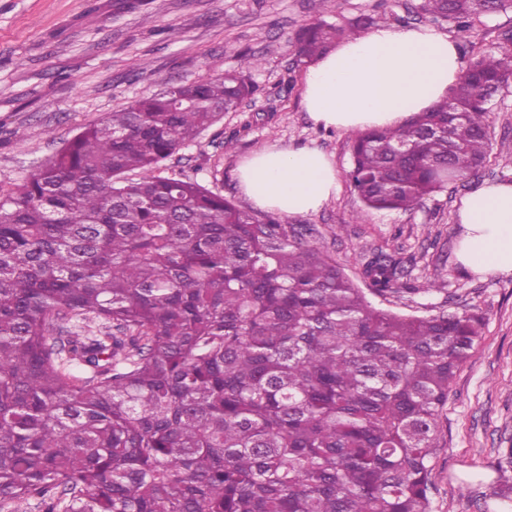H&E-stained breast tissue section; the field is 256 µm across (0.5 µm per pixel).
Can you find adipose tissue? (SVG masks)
<instances>
[{
    "instance_id": "ef3b65f1",
    "label": "adipose tissue",
    "mask_w": 512,
    "mask_h": 512,
    "mask_svg": "<svg viewBox=\"0 0 512 512\" xmlns=\"http://www.w3.org/2000/svg\"><path fill=\"white\" fill-rule=\"evenodd\" d=\"M462 75L455 38L428 25H379L309 67L302 104L326 128H395L444 100ZM237 179L253 206L290 217L317 212L338 190L330 157L307 145L266 144L239 163ZM458 222L463 266L482 276L512 275L511 174L467 193Z\"/></svg>"
}]
</instances>
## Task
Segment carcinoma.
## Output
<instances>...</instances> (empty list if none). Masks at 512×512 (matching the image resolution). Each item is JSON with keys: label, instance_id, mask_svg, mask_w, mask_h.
<instances>
[{"label": "carcinoma", "instance_id": "carcinoma-1", "mask_svg": "<svg viewBox=\"0 0 512 512\" xmlns=\"http://www.w3.org/2000/svg\"><path fill=\"white\" fill-rule=\"evenodd\" d=\"M309 2L301 60L378 22L336 26ZM417 9L465 40L512 0ZM261 66L141 96L0 193V512H431L481 319L379 307L278 215L160 172L261 93ZM511 79L505 37L431 111L352 133L353 222L465 185L489 159L485 94ZM363 275L408 289L382 251Z\"/></svg>", "mask_w": 512, "mask_h": 512}]
</instances>
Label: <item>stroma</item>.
Wrapping results in <instances>:
<instances>
[{"label":"stroma","instance_id":"stroma-1","mask_svg":"<svg viewBox=\"0 0 512 512\" xmlns=\"http://www.w3.org/2000/svg\"><path fill=\"white\" fill-rule=\"evenodd\" d=\"M418 0H328L324 20L343 24L386 11L399 27L422 20ZM312 17L309 0H0V193L72 139L84 125L172 84L263 59L252 78L262 91L241 110L203 132L164 162L162 171L200 182L241 209L235 167L270 142L312 145L333 160L340 189L318 212L291 217L358 284L366 257L399 260L415 292L388 296L385 306L413 316L474 312L480 338L457 369L441 416L442 438L431 465L433 512H502L497 492L512 486L501 465L512 448V276L481 277L458 262L457 203L447 189L415 211H371L352 223L360 202L346 177L348 132L315 125L302 106L307 64L291 40ZM512 36V10L474 21L461 61ZM492 145L473 184L512 173V82L491 114ZM438 287L421 291L426 281Z\"/></svg>","mask_w":512,"mask_h":512}]
</instances>
